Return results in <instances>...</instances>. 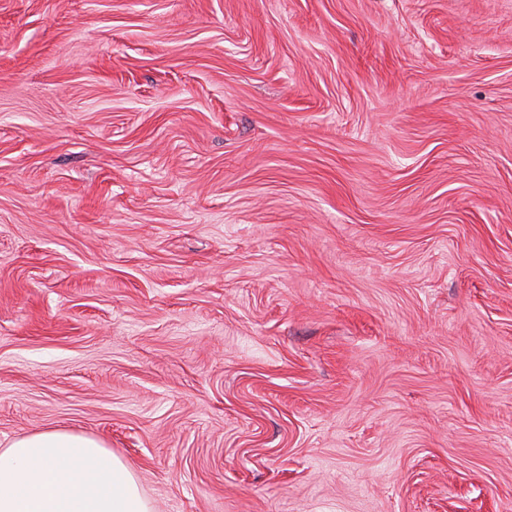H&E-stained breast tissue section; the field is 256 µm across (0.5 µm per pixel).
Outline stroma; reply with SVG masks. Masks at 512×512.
Returning <instances> with one entry per match:
<instances>
[{
	"mask_svg": "<svg viewBox=\"0 0 512 512\" xmlns=\"http://www.w3.org/2000/svg\"><path fill=\"white\" fill-rule=\"evenodd\" d=\"M151 512H512V0H0V448ZM0 512H150L132 467L100 441L49 430L0 448Z\"/></svg>",
	"mask_w": 512,
	"mask_h": 512,
	"instance_id": "obj_1",
	"label": "stroma"
}]
</instances>
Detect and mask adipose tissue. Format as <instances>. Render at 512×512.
<instances>
[{"label": "adipose tissue", "mask_w": 512, "mask_h": 512, "mask_svg": "<svg viewBox=\"0 0 512 512\" xmlns=\"http://www.w3.org/2000/svg\"><path fill=\"white\" fill-rule=\"evenodd\" d=\"M0 512H150L131 466L100 441L49 430L0 448Z\"/></svg>", "instance_id": "ef3b65f1"}]
</instances>
